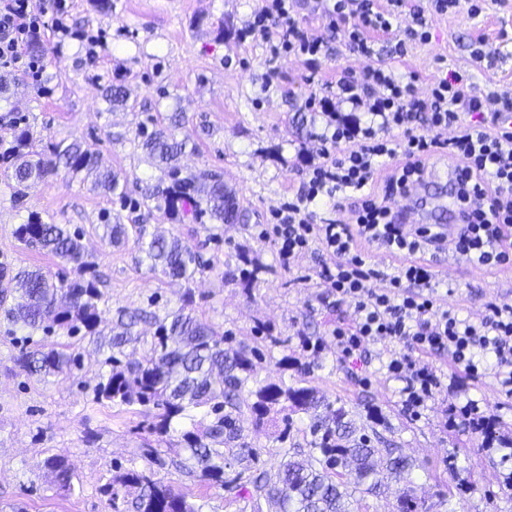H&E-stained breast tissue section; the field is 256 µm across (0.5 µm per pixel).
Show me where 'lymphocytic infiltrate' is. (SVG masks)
I'll list each match as a JSON object with an SVG mask.
<instances>
[{"label":"lymphocytic infiltrate","mask_w":512,"mask_h":512,"mask_svg":"<svg viewBox=\"0 0 512 512\" xmlns=\"http://www.w3.org/2000/svg\"><path fill=\"white\" fill-rule=\"evenodd\" d=\"M457 0H317L328 28L343 32L363 58L361 68L342 69L322 80L318 66L331 48L322 34L297 20L291 0H264L247 33L261 38L270 58L288 53L304 68L312 92L307 108L319 111V148L308 158L300 187L276 209L277 262L291 270L306 251L326 255L320 278L335 302L352 309L333 338L342 359L368 345L392 340L402 347L387 361L400 381L399 403L419 416L441 390L445 376L435 360L445 357L465 377L492 371L498 390L512 397V305L493 307L474 322L443 303L441 282L426 256L440 249L432 225L406 223L398 204L424 178L427 162L444 155L455 175L448 193L467 216L466 230L451 241L456 255L483 269L512 264V94L451 71L419 95L416 75L399 76L381 64L376 34L409 16L406 36L391 57L431 36L426 13L452 12ZM29 0H0V71L36 74L42 59L29 41L44 27ZM347 197L351 218L318 217L320 202ZM386 255L367 264L369 250Z\"/></svg>","instance_id":"lymphocytic-infiltrate-1"}]
</instances>
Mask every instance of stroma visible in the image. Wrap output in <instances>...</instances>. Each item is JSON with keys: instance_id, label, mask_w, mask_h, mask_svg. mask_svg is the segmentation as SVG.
I'll use <instances>...</instances> for the list:
<instances>
[{"instance_id": "obj_1", "label": "stroma", "mask_w": 512, "mask_h": 512, "mask_svg": "<svg viewBox=\"0 0 512 512\" xmlns=\"http://www.w3.org/2000/svg\"><path fill=\"white\" fill-rule=\"evenodd\" d=\"M258 6L259 0H112L111 12L103 13L94 0H66L62 18L79 39L47 55L40 78L17 75L0 91L1 139L8 138L15 111H22L35 149L63 138L81 140L126 177L131 199L162 176L134 149L137 126L161 125L171 112L182 111L176 135L196 145L181 159L183 174H220L236 191L248 223L217 230L189 218L169 220L155 209L136 212L118 196L64 174L31 183L19 196L0 169V265L38 266L55 280L74 277L70 264L20 245L13 230L31 212L83 228L82 242L102 276L106 317L113 322L120 312L148 308L155 297L163 307L178 308L183 290L150 272L133 240L103 242L94 230L98 213L112 211L125 224L139 218L150 235H181L202 262L194 284L198 318L251 347L260 343L261 326L287 338V350H274L261 377L293 378V371L276 364L285 354L313 363L310 384L329 400L345 402L358 423L368 424L369 411L382 415L378 431L419 463L415 477L421 490H447L456 512H512V491L505 487L512 448L485 447L471 428L445 424L449 403L472 399L512 431V398L499 394L493 374L460 379L451 361H441L452 379L450 390L439 393L421 418L404 414L398 405L401 384L387 379L383 369L393 343L371 346L365 361L353 364L341 361L330 346L332 330L348 323L350 309L329 304L319 278L321 253H305L287 272L277 263L271 239L261 237L271 210L302 181L307 166L299 134L313 131L314 121L305 109L311 89L302 65L289 57L269 61L261 39L242 37ZM468 8V0H460L453 13L431 17V42L410 44L404 59L392 61L394 70L415 73L423 91L451 70L467 72L478 87L494 82L512 89V0H488L477 18ZM479 38L495 51L481 63L471 56ZM108 82L127 88L126 104L107 109L98 87ZM242 251L268 268L249 294L240 280L227 276ZM434 268L460 317L478 321L490 305L512 301V277L499 270L473 267L450 251L438 254ZM18 299L12 290L0 302V512L14 505L23 512H112L101 488L116 470L142 469L144 447L157 446L167 460L183 455V446L175 436L157 440L137 407L96 401L106 355L90 339H75L80 366L71 374L41 378L19 368L21 347L37 349L44 338L6 317ZM303 336L327 344L313 354L301 348ZM55 453L69 462L71 488L60 487L44 468ZM158 475L202 497L204 512H247L244 500L174 468L159 469Z\"/></svg>"}]
</instances>
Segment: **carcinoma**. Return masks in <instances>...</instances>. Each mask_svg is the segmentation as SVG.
Segmentation results:
<instances>
[{"label":"carcinoma","instance_id":"carcinoma-1","mask_svg":"<svg viewBox=\"0 0 512 512\" xmlns=\"http://www.w3.org/2000/svg\"><path fill=\"white\" fill-rule=\"evenodd\" d=\"M98 90L109 110L126 102L121 85L103 84ZM182 119L181 113L175 112L169 117L170 126L157 125L149 130L142 125L134 133L133 143L168 179L162 189H144L143 205L154 202V208L174 221L206 215L214 224L244 222L246 212L236 192L224 185L220 176L181 175L178 160L189 140L176 139L172 129ZM0 165L11 172L20 196L29 181L44 180L63 171L73 177L83 174L92 178L94 190L127 198L126 185L120 184L118 174L102 167L99 153L77 139L67 138L39 153L33 150L29 128L19 121L13 125L10 138L0 140ZM97 220L109 241L129 238V228L120 223V218L114 219L104 211ZM14 234L20 243L72 264L76 276L69 282H53L39 268L15 273L0 269V278L9 279L20 293V302L8 310V315L24 326L47 333L63 331L70 338L82 331L99 346L112 350L105 360L110 370L100 375L95 398L117 406L158 410L151 430L162 436L179 432L188 459L194 462L191 468L173 460L175 468L190 477L200 470L202 481L245 499L251 512H357L355 492L378 497L392 488L395 512H442L448 505V494L440 490L430 505L419 497L413 475L421 465L392 443L360 432L355 414L344 402L326 399L302 376L290 383L282 377L276 382L260 378L259 364L265 353L285 346L287 339L263 336L260 348L235 346L231 337L192 316L188 311L194 296L190 284L201 264L197 251L181 238L156 235L147 240L143 227L136 226L135 244L142 261L152 272L185 285L182 306L162 315L133 311L122 315L117 326L109 329L104 292L96 264L88 259L82 244L83 233L31 213L16 226ZM242 262L247 266L242 283L249 294L260 282L262 267L245 256ZM141 323L154 327L149 348L140 358L124 363L119 356L127 345L139 342L136 327ZM17 363L30 374L49 376L71 372L78 358L51 344L23 352ZM192 408L204 410L203 419L184 429L182 422L190 418ZM272 414L283 415L286 422L276 437L281 443L291 431L293 416L305 415L311 436L306 447L280 449L274 470L234 469L235 461L257 459L256 449L244 435V416H249L258 428ZM143 456L148 467L120 473L103 488L113 512H121L120 495L127 489L136 490L133 512H203L204 504L188 500L171 483L156 476L153 466L163 465L157 449L145 448ZM44 467L59 484L70 485L71 469L64 456H49Z\"/></svg>","mask_w":512,"mask_h":512}]
</instances>
